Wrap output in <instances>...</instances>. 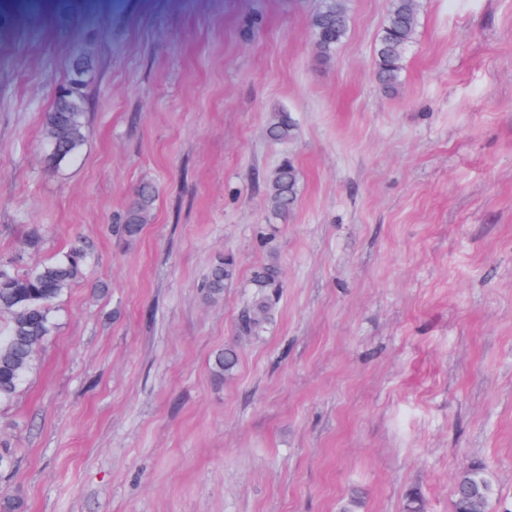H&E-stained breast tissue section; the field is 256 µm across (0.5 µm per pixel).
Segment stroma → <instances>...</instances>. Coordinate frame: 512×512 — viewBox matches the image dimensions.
Listing matches in <instances>:
<instances>
[{
  "instance_id": "stroma-1",
  "label": "stroma",
  "mask_w": 512,
  "mask_h": 512,
  "mask_svg": "<svg viewBox=\"0 0 512 512\" xmlns=\"http://www.w3.org/2000/svg\"><path fill=\"white\" fill-rule=\"evenodd\" d=\"M36 0L0 6V261L81 243L84 280L15 398L0 493L21 512H453L485 463L512 503V0H422L396 91L373 79L388 0ZM84 141L44 115L72 78ZM290 114L295 138L266 127ZM301 176L288 218L258 178ZM137 238L112 232L140 184ZM236 272L218 300L201 282ZM283 297L235 332L255 267ZM236 347L232 375L215 354ZM349 25L345 0H321L320 8L311 17V27L323 58L329 57L344 41ZM73 89L45 115V138L60 162L73 157L83 141L85 98L79 88ZM235 274V260L231 255H224L207 273L203 288L211 299H218L224 293L226 285L233 280Z\"/></svg>"
}]
</instances>
